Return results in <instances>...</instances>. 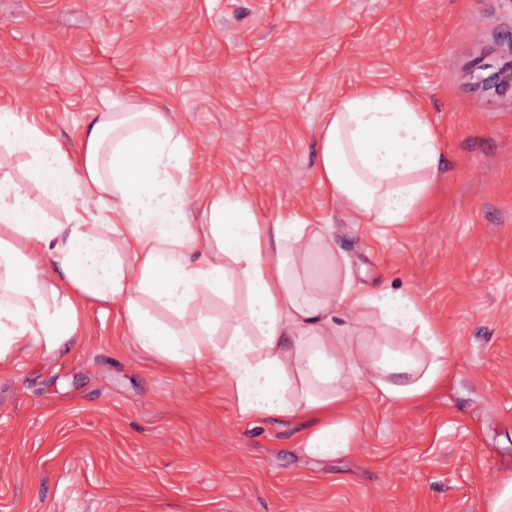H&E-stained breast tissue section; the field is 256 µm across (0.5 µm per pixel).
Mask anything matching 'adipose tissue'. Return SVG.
Returning <instances> with one entry per match:
<instances>
[{
    "label": "adipose tissue",
    "mask_w": 512,
    "mask_h": 512,
    "mask_svg": "<svg viewBox=\"0 0 512 512\" xmlns=\"http://www.w3.org/2000/svg\"><path fill=\"white\" fill-rule=\"evenodd\" d=\"M318 136L321 182L365 223H409L430 195L437 140L400 92L345 99ZM2 142L32 155L31 181L72 222L45 223L27 188L0 179V367L75 335L84 300L118 305L136 349L169 365L219 370L241 415L317 416L302 446L318 454L349 448L354 429L336 411L357 394L406 404L445 376V344L413 291L357 293L325 227L268 223L228 193L212 196L200 223H191L186 142L166 113L113 102L96 114L76 166L7 107H0ZM91 203L98 213L88 221L81 211ZM91 221L98 233L87 231ZM49 261L62 278L51 277ZM218 301L224 314L210 317ZM365 311L378 331L412 336L413 347L376 355L344 323Z\"/></svg>",
    "instance_id": "obj_1"
}]
</instances>
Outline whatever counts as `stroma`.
I'll return each mask as SVG.
<instances>
[{"label": "stroma", "instance_id": "stroma-1", "mask_svg": "<svg viewBox=\"0 0 512 512\" xmlns=\"http://www.w3.org/2000/svg\"><path fill=\"white\" fill-rule=\"evenodd\" d=\"M512 0H0V106L78 161L113 101L171 115L187 210L228 192L328 225L362 292L413 289L446 344L424 398L351 400V451L317 417L242 419L218 372L157 364L94 301L58 350L0 372V512H487L512 478ZM423 112L440 159L407 224H361L319 180L317 132L365 89Z\"/></svg>", "mask_w": 512, "mask_h": 512}]
</instances>
